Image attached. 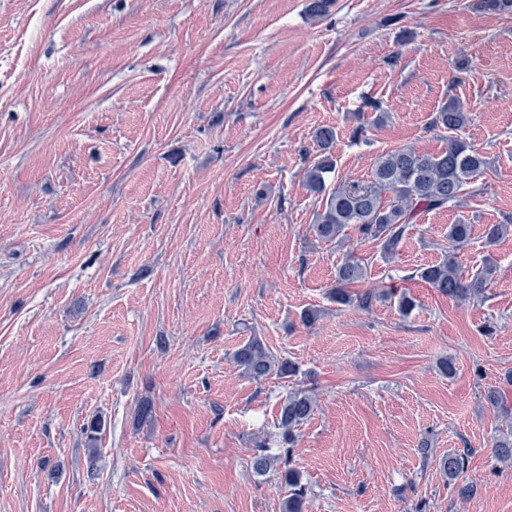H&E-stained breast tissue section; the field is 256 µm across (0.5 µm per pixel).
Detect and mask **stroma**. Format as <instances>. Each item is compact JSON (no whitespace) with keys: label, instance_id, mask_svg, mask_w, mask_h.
Here are the masks:
<instances>
[{"label":"stroma","instance_id":"stroma-1","mask_svg":"<svg viewBox=\"0 0 512 512\" xmlns=\"http://www.w3.org/2000/svg\"><path fill=\"white\" fill-rule=\"evenodd\" d=\"M473 2L333 0L314 19L307 0H0V512H282L278 471L252 461L261 440L278 453L295 388L317 399L291 452L305 512H512L493 453L512 234L485 243L512 225V15ZM451 98L483 194L422 214L389 260L352 228L318 239L316 129L337 133L328 189L363 183L392 149H444L430 122ZM461 220L462 275L498 265L474 305L414 276ZM348 255L352 292L393 286L414 310L333 302ZM253 336L300 374L244 375ZM455 448L473 451L467 500L439 466Z\"/></svg>","mask_w":512,"mask_h":512}]
</instances>
